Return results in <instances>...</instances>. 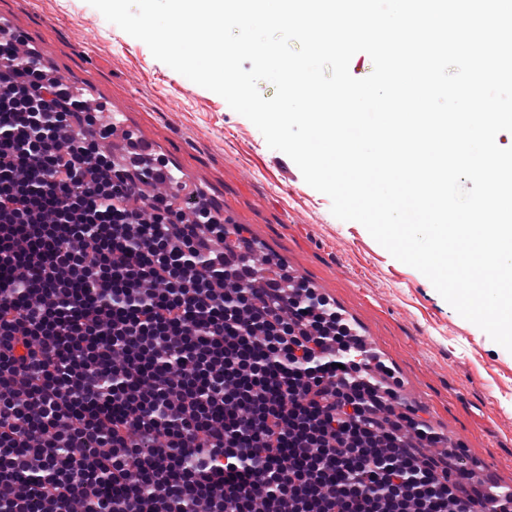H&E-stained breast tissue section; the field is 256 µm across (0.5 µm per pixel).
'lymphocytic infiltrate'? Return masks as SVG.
Returning a JSON list of instances; mask_svg holds the SVG:
<instances>
[{"label":"lymphocytic infiltrate","mask_w":512,"mask_h":512,"mask_svg":"<svg viewBox=\"0 0 512 512\" xmlns=\"http://www.w3.org/2000/svg\"><path fill=\"white\" fill-rule=\"evenodd\" d=\"M0 39V512H474L465 460L307 283L255 285L190 197Z\"/></svg>","instance_id":"obj_1"}]
</instances>
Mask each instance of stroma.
I'll return each instance as SVG.
<instances>
[{
    "label": "stroma",
    "instance_id": "stroma-1",
    "mask_svg": "<svg viewBox=\"0 0 512 512\" xmlns=\"http://www.w3.org/2000/svg\"><path fill=\"white\" fill-rule=\"evenodd\" d=\"M55 75L122 110L166 159L292 276L324 289L403 381L406 402L474 461L480 486L512 487V352L461 317L363 225L331 212L297 165L218 94L155 59L87 0H0Z\"/></svg>",
    "mask_w": 512,
    "mask_h": 512
}]
</instances>
